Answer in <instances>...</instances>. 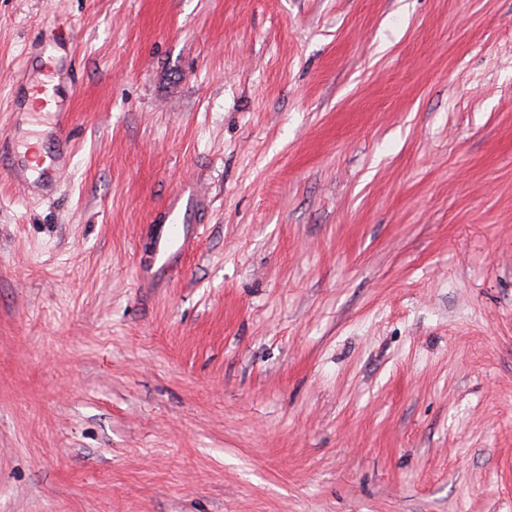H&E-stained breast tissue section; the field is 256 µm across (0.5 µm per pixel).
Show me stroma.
<instances>
[{"instance_id": "35a3bbf8", "label": "stroma", "mask_w": 512, "mask_h": 512, "mask_svg": "<svg viewBox=\"0 0 512 512\" xmlns=\"http://www.w3.org/2000/svg\"><path fill=\"white\" fill-rule=\"evenodd\" d=\"M73 154L0 173V512H512V0H0ZM198 239L153 288L181 184Z\"/></svg>"}]
</instances>
